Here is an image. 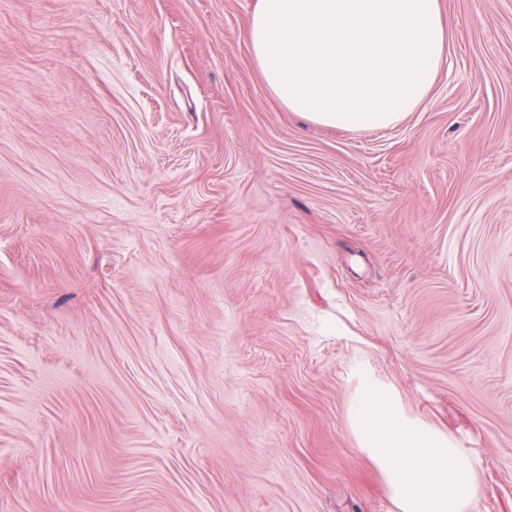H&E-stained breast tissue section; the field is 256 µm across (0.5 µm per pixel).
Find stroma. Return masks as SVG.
<instances>
[{
	"mask_svg": "<svg viewBox=\"0 0 512 512\" xmlns=\"http://www.w3.org/2000/svg\"><path fill=\"white\" fill-rule=\"evenodd\" d=\"M255 0H0V512H399L363 377L512 512V0L396 127L284 110Z\"/></svg>",
	"mask_w": 512,
	"mask_h": 512,
	"instance_id": "1",
	"label": "stroma"
}]
</instances>
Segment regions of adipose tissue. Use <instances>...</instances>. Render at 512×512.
I'll return each instance as SVG.
<instances>
[{"label": "adipose tissue", "mask_w": 512, "mask_h": 512, "mask_svg": "<svg viewBox=\"0 0 512 512\" xmlns=\"http://www.w3.org/2000/svg\"><path fill=\"white\" fill-rule=\"evenodd\" d=\"M246 39L286 110L348 131L402 123L448 59L441 0H256ZM352 423L400 512H470L478 464L452 437L405 418L372 383L361 390Z\"/></svg>", "instance_id": "1"}]
</instances>
